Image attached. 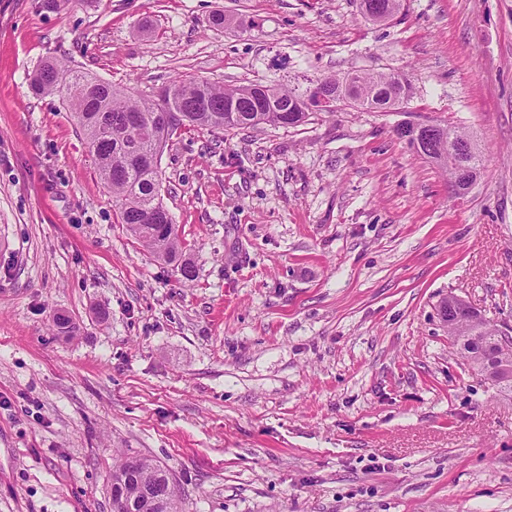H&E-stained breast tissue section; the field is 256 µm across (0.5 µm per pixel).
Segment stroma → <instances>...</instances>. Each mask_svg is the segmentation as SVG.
I'll return each instance as SVG.
<instances>
[{
    "label": "stroma",
    "instance_id": "35a3bbf8",
    "mask_svg": "<svg viewBox=\"0 0 512 512\" xmlns=\"http://www.w3.org/2000/svg\"><path fill=\"white\" fill-rule=\"evenodd\" d=\"M49 58L150 97L350 70L415 91L176 130L187 283L31 90ZM407 120L476 136L467 193L397 139ZM451 295L512 329V0H405L381 25L358 0H0V512H112L124 455L168 468L182 512H512V392L457 354Z\"/></svg>",
    "mask_w": 512,
    "mask_h": 512
}]
</instances>
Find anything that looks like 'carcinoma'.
Returning <instances> with one entry per match:
<instances>
[{
  "instance_id": "1",
  "label": "carcinoma",
  "mask_w": 512,
  "mask_h": 512,
  "mask_svg": "<svg viewBox=\"0 0 512 512\" xmlns=\"http://www.w3.org/2000/svg\"><path fill=\"white\" fill-rule=\"evenodd\" d=\"M402 7V0H359L362 16L383 23ZM354 76L352 89L373 112H394L413 94L409 76L399 72L348 71L341 75L313 76L334 89ZM37 94L62 93L77 87L80 93L64 98L94 156L98 175L119 204L121 222L154 254L174 265L183 279L195 277L193 266L182 259L183 249L173 219L161 198L160 172L150 160L161 158L169 137L180 126L213 130L254 129L260 125L297 127L305 122V89L276 81L224 86L206 80H174L175 96L160 105L150 97L137 96L124 87L104 82L57 60L44 61L30 78ZM397 138L416 154L437 165L449 176L456 166L480 174L483 155L478 142L469 152H448V140L472 138L452 126L432 125L415 136L395 128ZM448 336L460 358L477 365L486 355L512 364V347L501 345V329L475 309L450 296L441 306ZM112 512H128V504L141 503L144 512H181V501L170 472L148 457H129L112 469Z\"/></svg>"
}]
</instances>
